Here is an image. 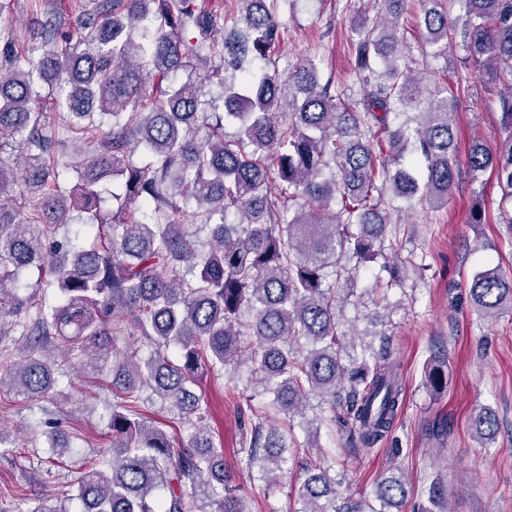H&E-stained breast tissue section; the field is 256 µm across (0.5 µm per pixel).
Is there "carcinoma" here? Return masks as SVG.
Returning a JSON list of instances; mask_svg holds the SVG:
<instances>
[{
  "label": "carcinoma",
  "mask_w": 512,
  "mask_h": 512,
  "mask_svg": "<svg viewBox=\"0 0 512 512\" xmlns=\"http://www.w3.org/2000/svg\"><path fill=\"white\" fill-rule=\"evenodd\" d=\"M293 2L237 0L241 28L226 35L224 0H90L68 29L66 0H55L38 47L0 46V393L39 403L35 437L60 463L85 439L59 440L43 403L77 367L112 366L109 448L86 463L75 496L40 498L29 512H71L73 499L77 512H254L234 493L194 392L207 373L245 361L254 394L237 404L248 416L237 454L269 486L299 464L294 512H391L407 497L403 475L378 482V508L338 496L335 462L316 436L340 412L351 440L373 448L401 410V365L386 337L355 350L343 303L359 267L381 255L388 210L447 203L456 175L448 98H433L413 125L403 119L421 103L400 51L405 0H377L372 24L351 21L359 99L321 81L313 57L280 69L274 49ZM458 2L453 18L446 0H422L423 42L442 53L460 40L484 83L511 89L499 100L496 148L473 141L468 173L477 183L493 170L512 201V0ZM44 90L83 141L72 163L48 132ZM411 146L421 172L406 162ZM138 152L147 160L135 161ZM110 180L109 208L101 185ZM30 266L39 279L24 292L19 275ZM385 270L383 290L402 284L405 264ZM468 299L483 316L512 312V275L476 273ZM124 334L142 344L119 357ZM145 391L170 424L143 420ZM259 392L273 398L255 405ZM471 424L494 440L491 410ZM427 495L423 512H446L441 484Z\"/></svg>",
  "instance_id": "carcinoma-1"
}]
</instances>
